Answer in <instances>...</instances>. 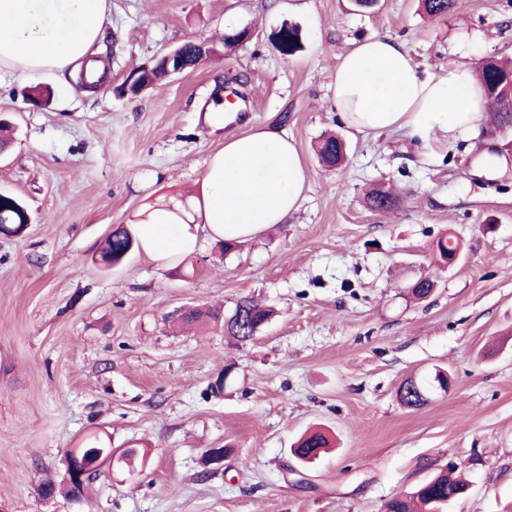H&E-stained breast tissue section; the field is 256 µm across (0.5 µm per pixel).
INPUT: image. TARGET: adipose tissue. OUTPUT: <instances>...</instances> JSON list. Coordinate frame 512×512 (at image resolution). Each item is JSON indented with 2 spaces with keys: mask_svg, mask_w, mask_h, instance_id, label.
<instances>
[{
  "mask_svg": "<svg viewBox=\"0 0 512 512\" xmlns=\"http://www.w3.org/2000/svg\"><path fill=\"white\" fill-rule=\"evenodd\" d=\"M109 0H0V73L61 78L86 69L101 79L104 64L93 51ZM332 102L359 132L403 130L427 141L471 131L483 115V98L471 70L420 73L404 46L373 37L347 52L333 78ZM306 170L294 139L261 126L229 133L205 162L198 220L216 241L240 243L284 223L298 210ZM142 248L159 260L193 252L197 239L182 218L150 209L138 227Z\"/></svg>",
  "mask_w": 512,
  "mask_h": 512,
  "instance_id": "ef3b65f1",
  "label": "adipose tissue"
}]
</instances>
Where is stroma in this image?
Instances as JSON below:
<instances>
[{"mask_svg":"<svg viewBox=\"0 0 512 512\" xmlns=\"http://www.w3.org/2000/svg\"><path fill=\"white\" fill-rule=\"evenodd\" d=\"M296 26L286 56L271 34ZM253 39L228 50V29ZM387 36L418 70L440 75L512 59V0H455L433 22L420 0H110L95 50L110 71L69 96L52 83L40 109L31 79L0 78V116L18 129L0 153V193L31 222L0 234V512H385L440 470L468 493L447 512H512V129L489 117L449 141L345 125L330 83L354 42ZM203 38L218 52L137 98L118 93L153 57ZM249 107L238 131L267 125L295 139L305 199L286 223L221 254L199 234L193 270L136 249L104 269L114 226L197 196L224 131L204 121L218 92ZM346 144L323 166V133ZM400 201L368 207L376 187ZM462 244L453 266L433 248ZM437 283L420 301L409 287ZM244 297L275 315L240 345L221 326L183 328L189 309L232 310ZM449 378L418 409L410 377ZM310 430L333 446L313 463L291 453ZM138 443L148 463L101 472L79 500L45 498L66 449L88 439ZM225 451L206 471L208 449Z\"/></svg>","mask_w":512,"mask_h":512,"instance_id":"35a3bbf8","label":"stroma"}]
</instances>
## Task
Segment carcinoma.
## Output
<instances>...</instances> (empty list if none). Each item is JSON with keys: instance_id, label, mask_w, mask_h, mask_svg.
Listing matches in <instances>:
<instances>
[{"instance_id": "1", "label": "carcinoma", "mask_w": 512, "mask_h": 512, "mask_svg": "<svg viewBox=\"0 0 512 512\" xmlns=\"http://www.w3.org/2000/svg\"><path fill=\"white\" fill-rule=\"evenodd\" d=\"M453 4L454 0H422L423 10L432 21L447 16ZM476 76L487 100L495 106L497 127L501 130L512 128V63L487 59L477 69ZM317 152L325 164L333 167L343 160L344 145L337 137L329 136L320 141ZM367 200L372 209L380 212L393 209L397 203L396 196L381 187L372 190ZM19 221L20 214L16 209L7 205L0 207V233L6 236L19 234L23 229ZM132 245L130 234L117 228L106 239L102 250L103 258L117 264ZM270 316L271 311L246 297L238 301L228 313L218 307L206 311L192 309L183 314L181 320L188 325H197L209 319L221 324L225 335L239 344H245L257 336ZM398 398L409 409H417L426 404V400L422 399L408 380L400 386ZM326 445V437L321 433H314L303 438L292 452L300 462L310 463ZM466 488L465 481L445 469L419 485L411 496L392 499L387 504V512H442L449 503L460 498L461 492Z\"/></svg>"}]
</instances>
